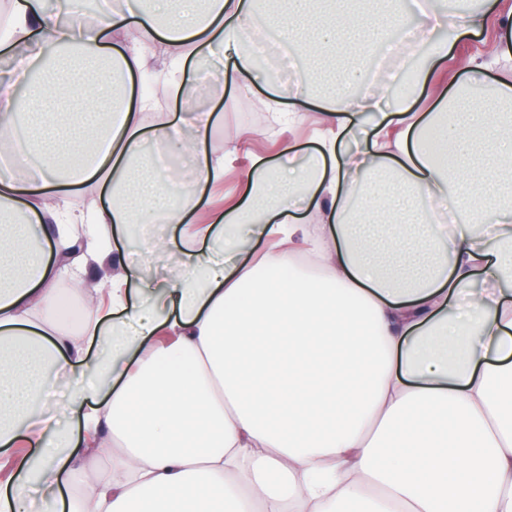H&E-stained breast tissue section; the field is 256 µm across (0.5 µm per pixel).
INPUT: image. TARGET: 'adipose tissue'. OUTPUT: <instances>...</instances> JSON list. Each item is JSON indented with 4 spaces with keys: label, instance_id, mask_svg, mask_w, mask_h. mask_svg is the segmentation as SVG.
I'll return each mask as SVG.
<instances>
[{
    "label": "adipose tissue",
    "instance_id": "ef3b65f1",
    "mask_svg": "<svg viewBox=\"0 0 512 512\" xmlns=\"http://www.w3.org/2000/svg\"><path fill=\"white\" fill-rule=\"evenodd\" d=\"M364 2L289 0L288 14H265L302 62L287 85L244 44L256 0H150L78 39L61 17L81 0L55 12L9 0L0 53L37 78L0 74V144L33 163L0 175V447L25 450L0 512H512V114L463 112L485 84L478 59L462 63L457 93L428 82L463 35L491 25L507 62L495 94L512 103V12L422 14L405 62L433 104L402 103L368 127L380 94L360 80L361 36L387 29L400 0L373 15ZM345 29L357 64L331 99L311 97L306 67ZM118 32L133 38L117 50ZM158 42L181 71L175 100L186 71L218 54L236 96L264 85L277 106L318 112L329 136L303 168L287 138L277 160L251 154L235 198L213 207L203 190L223 184L230 159L207 151L212 112L188 133L149 121L145 95L113 99V77L145 70ZM434 127L451 146L440 161L423 143ZM150 143L193 155L195 179L141 164ZM474 144L492 168L473 161ZM458 176L467 189L449 194ZM91 183L109 196L91 233L78 232L82 213L47 233ZM442 198L469 217L451 236L423 219L384 244L372 235ZM147 212L181 225L179 264L160 281L119 271L105 298L83 294L80 334L97 346L85 358L59 285L107 266L112 235ZM58 374L67 400L48 417Z\"/></svg>",
    "mask_w": 512,
    "mask_h": 512
}]
</instances>
